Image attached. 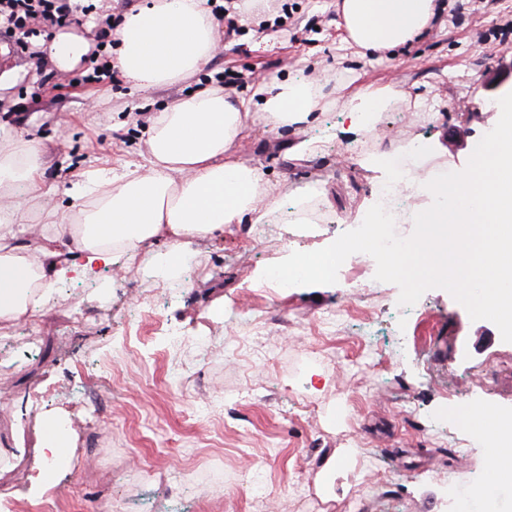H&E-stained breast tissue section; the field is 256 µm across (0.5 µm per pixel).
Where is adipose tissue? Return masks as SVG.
<instances>
[{
	"label": "adipose tissue",
	"instance_id": "obj_1",
	"mask_svg": "<svg viewBox=\"0 0 512 512\" xmlns=\"http://www.w3.org/2000/svg\"><path fill=\"white\" fill-rule=\"evenodd\" d=\"M336 2L346 42L380 58L419 41L444 11L438 0ZM115 39V68L142 90L196 75L220 47L208 0H151L124 14ZM45 50L52 64L69 71L91 46L81 33L61 29ZM344 90L343 116L361 133L401 97L389 85L353 89L343 80L331 89L323 81L275 74L262 77L256 100L207 83L149 119L147 170L87 171L70 192L71 212L46 210L34 228L30 210L51 192L43 178L46 154L24 133L1 135L0 321L41 316L54 305L57 283L95 278L119 257L143 254L160 269L179 272L199 240L243 222L267 223L281 188L238 160L234 145L259 123L273 132L307 126ZM459 421L493 458L512 434V412L488 403L467 407Z\"/></svg>",
	"mask_w": 512,
	"mask_h": 512
}]
</instances>
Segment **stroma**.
<instances>
[{"instance_id":"1","label":"stroma","mask_w":512,"mask_h":512,"mask_svg":"<svg viewBox=\"0 0 512 512\" xmlns=\"http://www.w3.org/2000/svg\"><path fill=\"white\" fill-rule=\"evenodd\" d=\"M335 2L273 0L264 25L240 17L233 33L216 14L220 52L160 89L85 84L86 66L38 62L50 27L0 42V70L21 74L0 91V126L42 145L57 188L35 224L43 210L69 211L85 171L144 164L147 119L223 73L240 77L243 96L258 77L308 64L329 82L347 73L407 97L366 134L337 105L304 130L236 145L280 183L283 211L299 206V187L322 185L328 219H280L261 237L244 223L199 241L187 287L134 275L125 256L96 280L57 284L63 301L40 317L38 345L0 352V500L27 512H95L103 497L141 512H325L327 484L346 512H452L457 490L480 482L487 450L447 413L481 399L512 409V343L492 322L471 320L440 288L399 306L365 253L351 255L339 288L282 289L256 274L357 225L379 177L368 154L424 139L438 146L424 170L465 168L499 120L485 86L512 62V0H448L443 25L381 60L344 44ZM304 140L312 152L286 158ZM94 392L112 398V424L98 431L83 420ZM52 423L71 455L61 469L41 454Z\"/></svg>"}]
</instances>
